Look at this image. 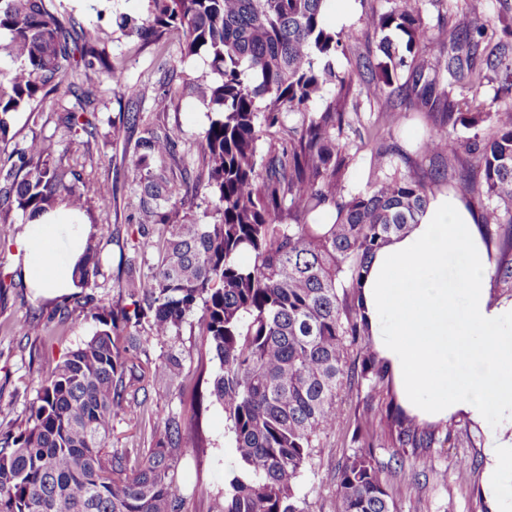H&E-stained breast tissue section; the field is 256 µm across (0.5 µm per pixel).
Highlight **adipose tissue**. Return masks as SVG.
Returning a JSON list of instances; mask_svg holds the SVG:
<instances>
[{
  "label": "adipose tissue",
  "mask_w": 512,
  "mask_h": 512,
  "mask_svg": "<svg viewBox=\"0 0 512 512\" xmlns=\"http://www.w3.org/2000/svg\"><path fill=\"white\" fill-rule=\"evenodd\" d=\"M92 232L64 204L28 223L18 253L30 287L49 298L73 292ZM490 271L470 210L439 195L420 224L372 259L364 297L406 404L432 420L496 416L483 448V493L491 512H512L500 496L512 470V301L493 300Z\"/></svg>",
  "instance_id": "1"
}]
</instances>
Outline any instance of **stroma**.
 Segmentation results:
<instances>
[{"label": "stroma", "instance_id": "stroma-1", "mask_svg": "<svg viewBox=\"0 0 512 512\" xmlns=\"http://www.w3.org/2000/svg\"><path fill=\"white\" fill-rule=\"evenodd\" d=\"M61 2L75 22L97 30L101 46L123 68L127 83L136 87L138 96L135 102H128L113 94L112 82L106 75L97 74L88 80L83 68H74L68 71L59 90L48 96L40 112L18 115L11 129L13 139L0 152V168L6 170L16 162L18 149L27 141L43 138L63 164L74 166L85 179L102 181L112 188L108 203H92L84 215L85 222L100 231V272L92 288L76 290L61 303L36 296L25 283L16 263V243L25 232L24 218L17 210L5 215L10 236L5 245H0V275L13 281L14 286L0 293V433L24 429L29 405L57 361L92 337L96 327L86 316V299L132 310L131 300L121 293L117 282L130 270L145 277L151 272L153 252L134 249L132 242L137 226L152 222L131 165L142 126L170 131L177 138L175 156L160 162L159 167L174 193L183 196L191 218H202L207 207L193 180L198 168L196 146L208 120L186 87L187 82L208 72L206 57H182L175 40L157 49L123 36L115 24L116 13L146 14L147 0H112L111 10L100 16L91 9L95 0ZM504 3L512 7V0H420L429 27L450 26L465 15L488 17L492 20L489 31L496 41L503 36L495 18ZM391 5L392 0H354L347 19H338L332 12L327 14L328 26L342 31L346 45L345 53L333 61L336 72L375 54L378 38L364 28L362 18L372 11H387ZM88 84L96 94L91 107L93 125L68 133L61 117L67 110L80 111L79 96ZM396 103V97L387 92L369 94L362 87H354L345 110L358 113L360 120L345 128V141L357 143L360 132L381 123ZM131 106L141 116L139 126L126 129L120 139H113L112 122ZM400 123L396 153L376 155L367 149L357 153L346 173L348 189H365L373 176L396 170L427 174L429 163L418 154L417 146L432 127L433 118L414 108ZM148 329L144 320L132 328L141 337L129 351L134 365L144 369L173 357L182 363L185 377L182 388L173 389L163 400L155 399L151 380L135 379L129 383L127 396L143 402L144 413L135 423L123 412L113 414L109 445L131 449L136 455L147 453L164 438L169 416L188 412L193 397L208 392L207 384L196 372L201 353L196 318H188L177 333L160 339L147 340ZM201 426L205 447H197L194 437L187 436L177 450V493L184 500V512H210L213 498L224 492V480L233 460V451L224 438V409L219 403L207 401ZM448 426L452 436L448 445L432 449L426 462L409 458L389 472V491L398 512H487L481 493L482 470H475L465 482L455 471L459 454L482 460L487 429L461 412L449 417ZM349 449L347 434L325 439L314 469L306 473L302 483L312 512H334L338 463Z\"/></svg>", "mask_w": 512, "mask_h": 512}]
</instances>
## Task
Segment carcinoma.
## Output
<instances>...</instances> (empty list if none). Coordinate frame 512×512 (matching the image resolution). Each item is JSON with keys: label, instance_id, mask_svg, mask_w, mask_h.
<instances>
[{"label": "carcinoma", "instance_id": "1", "mask_svg": "<svg viewBox=\"0 0 512 512\" xmlns=\"http://www.w3.org/2000/svg\"><path fill=\"white\" fill-rule=\"evenodd\" d=\"M331 0H148L144 17L120 14L122 35L159 47L180 36L186 57H210V78L188 83L209 121L198 146L195 187L207 191L212 222L187 216L172 200L164 174L152 164L176 153L169 133L143 128L133 166L143 202L163 227L159 242L141 225L142 244L156 252L147 278L128 272L118 288L144 306L150 335L164 337L197 317L199 334L219 371L210 396L224 408L225 435L234 448L224 494L211 512H310L299 493L313 469L320 439L352 428L351 451L338 467L334 512H398L390 496L391 462L376 454L393 449L428 456L451 438L448 422L426 421L398 398L391 361L376 348L363 289L371 259L393 237L419 223L434 188L448 183L445 169L426 177H377L358 192L345 189L353 154L342 141L347 123L342 105L352 92L353 72L331 63L344 50L343 33L326 25ZM72 19L46 0H0V144L10 141L21 112L40 111L80 56L87 70L109 75L113 90L134 100L124 72L97 48L95 30L73 41ZM365 25L381 35L382 58L362 63L361 81L393 87L400 105L416 102L435 115L419 144L430 161L462 152L475 166L460 175V188L480 191L469 206L481 210L476 225L488 260L490 282L512 299V112H494L482 98L488 75L502 74L512 87V44L482 46L489 20L474 16L448 30L437 66L446 79L429 77L417 61L428 36L423 11L411 0H394ZM398 32L404 50L391 38ZM324 108L315 102L324 91ZM291 114L298 123L287 124ZM496 120L491 133L483 124ZM470 131L461 141L457 126ZM399 131L389 114L382 131L361 142L367 148ZM269 142L266 154L258 143ZM18 169L0 186V207L31 221L63 202L84 212L105 202L112 188L82 179L55 158L41 139L17 152ZM497 205L490 209L486 202ZM99 273V242L89 239L75 276L87 288ZM93 336L70 351L41 385L26 428L0 437V512H182L177 494L176 450L184 434L200 432V405L167 418L166 438L128 467L127 448H109L112 414L122 407L139 418L141 404L126 403L132 374L120 341L130 316L119 307L92 304ZM357 349L362 368L349 362ZM148 375L162 384L164 398L181 383L174 358ZM366 384L376 405L353 411L352 381Z\"/></svg>", "mask_w": 512, "mask_h": 512}]
</instances>
